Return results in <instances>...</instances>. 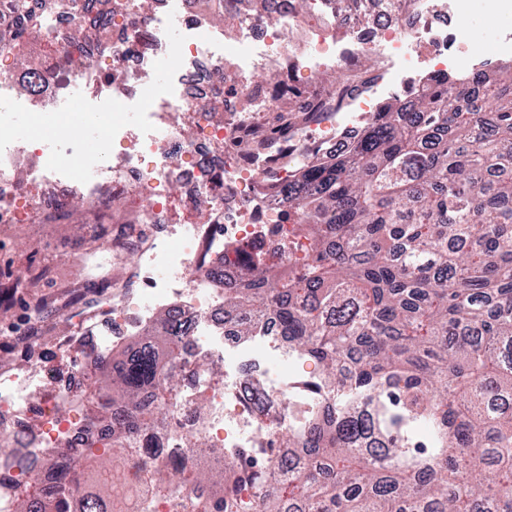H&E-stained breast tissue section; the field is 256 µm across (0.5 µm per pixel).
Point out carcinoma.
<instances>
[{"label":"carcinoma","mask_w":512,"mask_h":512,"mask_svg":"<svg viewBox=\"0 0 512 512\" xmlns=\"http://www.w3.org/2000/svg\"><path fill=\"white\" fill-rule=\"evenodd\" d=\"M31 17L0 22V45L34 68ZM276 194L314 238L308 259L281 275L238 248L240 277L224 307L240 333L273 315L312 365L307 428L288 433L281 480L266 483L250 448L187 481L212 489L181 512H236L239 490L257 512H512V64L454 81L428 76L410 98L371 113L346 148L303 165ZM102 363L83 393L92 435L78 460H50L62 489L22 495L17 512H135L172 491L177 467L131 490L122 473L150 453L162 397L177 385L179 315L159 316Z\"/></svg>","instance_id":"cac0c4a2"}]
</instances>
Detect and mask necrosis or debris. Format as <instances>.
I'll return each mask as SVG.
<instances>
[{
  "label": "necrosis or debris",
  "instance_id": "obj_1",
  "mask_svg": "<svg viewBox=\"0 0 512 512\" xmlns=\"http://www.w3.org/2000/svg\"><path fill=\"white\" fill-rule=\"evenodd\" d=\"M42 20L43 43L68 58L62 89L45 90L53 61L36 69L35 92L18 88L16 54L0 48V224H27L78 198L89 208L128 197L116 223L123 270L92 304L65 307L81 334L54 348L22 332L11 344L23 368L0 369V512H15L30 486L48 495L49 451L85 449L93 411L79 395L98 358L154 325L167 311L188 319L166 401L165 431L151 466L207 456L213 470L241 448L253 451L267 482L285 429L302 428L309 396L296 375L309 366L289 350L279 325L239 335L224 316L233 246L248 244L281 271L297 267L313 240L263 183L277 184L314 155L355 138L347 110L368 109V89L391 69L466 64L463 0H266L259 19L240 0L233 22L216 27L202 0H24ZM380 63L361 72L364 55ZM344 81L292 123L255 121L277 111V89L296 72ZM54 114V134L19 130L16 111ZM106 118L94 143L76 137L79 118ZM135 112L139 121L124 120ZM81 356H74V347Z\"/></svg>",
  "mask_w": 512,
  "mask_h": 512
}]
</instances>
